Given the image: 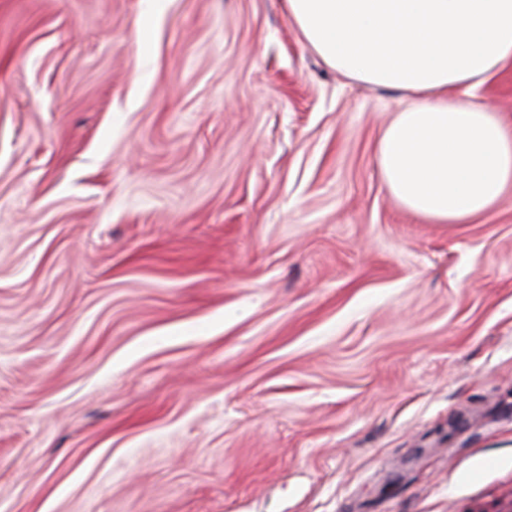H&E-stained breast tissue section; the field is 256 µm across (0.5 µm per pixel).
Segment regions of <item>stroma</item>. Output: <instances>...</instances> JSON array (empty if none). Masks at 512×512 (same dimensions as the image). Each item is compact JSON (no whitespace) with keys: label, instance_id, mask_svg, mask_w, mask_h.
Masks as SVG:
<instances>
[{"label":"stroma","instance_id":"obj_1","mask_svg":"<svg viewBox=\"0 0 512 512\" xmlns=\"http://www.w3.org/2000/svg\"><path fill=\"white\" fill-rule=\"evenodd\" d=\"M400 107L284 0H0V512H512V194L402 208Z\"/></svg>","mask_w":512,"mask_h":512}]
</instances>
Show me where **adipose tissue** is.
<instances>
[{
    "label": "adipose tissue",
    "mask_w": 512,
    "mask_h": 512,
    "mask_svg": "<svg viewBox=\"0 0 512 512\" xmlns=\"http://www.w3.org/2000/svg\"><path fill=\"white\" fill-rule=\"evenodd\" d=\"M301 39L342 76L401 92L375 147L406 210L463 224L512 189V127L465 94L512 62V0H285ZM462 98L449 100V91Z\"/></svg>",
    "instance_id": "obj_1"
}]
</instances>
